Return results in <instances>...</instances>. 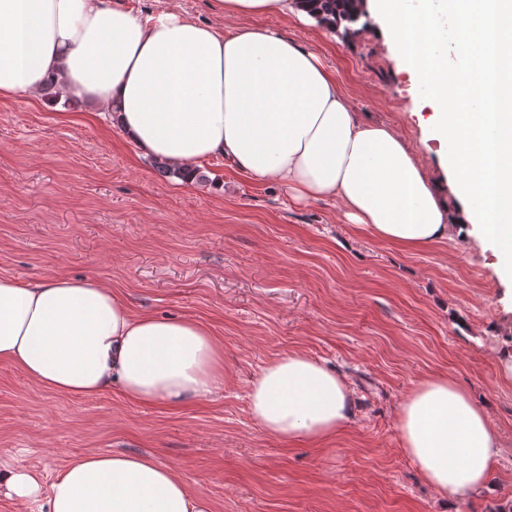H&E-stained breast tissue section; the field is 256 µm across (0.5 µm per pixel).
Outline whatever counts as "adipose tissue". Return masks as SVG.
<instances>
[{
	"label": "adipose tissue",
	"mask_w": 512,
	"mask_h": 512,
	"mask_svg": "<svg viewBox=\"0 0 512 512\" xmlns=\"http://www.w3.org/2000/svg\"><path fill=\"white\" fill-rule=\"evenodd\" d=\"M227 17H306L299 0H216ZM417 88L445 180L392 127L360 119L315 52L268 28L222 33L176 10L112 0H0V99L60 95L117 113L145 155L191 172L221 157L299 202L337 200L348 223L406 250L479 231L512 281V0H358ZM0 360L35 385L92 398L119 383L139 405L179 407L224 387V342L204 323L132 313L95 278L0 277ZM266 434L316 443L355 413L347 382L292 352L248 387ZM404 452L444 499L488 490L501 454L486 409L450 377L418 382L396 414ZM0 492L40 512H212L146 453L90 451L49 488L0 468Z\"/></svg>",
	"instance_id": "adipose-tissue-1"
}]
</instances>
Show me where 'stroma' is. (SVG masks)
<instances>
[{"label": "stroma", "instance_id": "35a3bbf8", "mask_svg": "<svg viewBox=\"0 0 512 512\" xmlns=\"http://www.w3.org/2000/svg\"><path fill=\"white\" fill-rule=\"evenodd\" d=\"M178 9L217 30L260 26L319 54L360 118L394 127L419 157L428 109L371 35L311 19L224 16L213 0H121ZM473 237L403 251L346 223L337 201H294L222 158L186 182L158 172L112 114L46 97L0 100V277L109 284L133 312L203 322L224 339V387L179 408L143 406L110 386L93 399L38 389L0 361V463L50 485L93 450L149 453L214 512H512V283ZM301 352L344 376L357 415L322 444L263 433L247 388L272 358ZM445 374L472 393L503 454L489 489L441 500L405 454L398 404Z\"/></svg>", "mask_w": 512, "mask_h": 512}]
</instances>
